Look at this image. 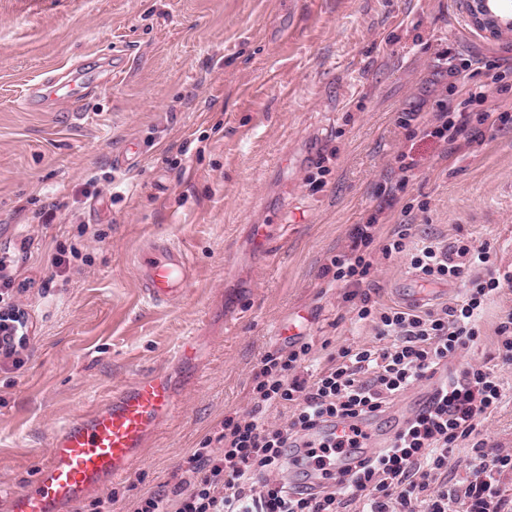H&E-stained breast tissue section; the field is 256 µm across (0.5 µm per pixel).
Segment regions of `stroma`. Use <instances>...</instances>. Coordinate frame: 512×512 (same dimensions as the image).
Here are the masks:
<instances>
[{
	"instance_id": "35a3bbf8",
	"label": "stroma",
	"mask_w": 512,
	"mask_h": 512,
	"mask_svg": "<svg viewBox=\"0 0 512 512\" xmlns=\"http://www.w3.org/2000/svg\"><path fill=\"white\" fill-rule=\"evenodd\" d=\"M472 55L473 82L496 63L512 87V39L478 32L459 0H0V276L28 284L0 301L29 326L26 348L0 358V492L34 481L68 420L160 370L174 407L148 452L73 510L109 497L131 512L249 409L252 374L286 331L333 352L376 344L321 273L383 205L400 152L416 166L377 226L373 300L398 306L423 285L409 256L381 252L398 224L414 244L490 241L512 267V128L450 153L402 123L456 104L448 66ZM77 64L84 119L59 97L19 109ZM147 240L191 265L165 304L141 288ZM509 310L512 290L488 296L479 338L448 362L492 368L505 394L454 447L457 480L474 445L512 450V364L494 338Z\"/></svg>"
}]
</instances>
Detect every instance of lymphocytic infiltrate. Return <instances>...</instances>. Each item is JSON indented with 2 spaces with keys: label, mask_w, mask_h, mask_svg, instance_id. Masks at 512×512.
<instances>
[{
  "label": "lymphocytic infiltrate",
  "mask_w": 512,
  "mask_h": 512,
  "mask_svg": "<svg viewBox=\"0 0 512 512\" xmlns=\"http://www.w3.org/2000/svg\"><path fill=\"white\" fill-rule=\"evenodd\" d=\"M466 65L452 66L464 110L434 116L410 113L415 131L438 139L451 150L472 147L486 132L512 125V113L487 104L505 93L499 72L470 83ZM483 107L467 113L468 105ZM379 214L356 225L347 249L323 269L327 287L341 289L355 321L374 326L384 347L346 348L322 354L315 343L294 344L265 355L252 377L251 406L225 417L218 447L193 449L179 481L139 499L133 512H344L352 503L361 512H448L450 503L465 512H512L500 476L512 470V453L477 444L466 463L464 484L448 485V463L458 440L470 437L479 419L496 410L503 391L493 371L466 365L445 378L441 366L480 334L478 317L485 298L512 288V272L500 270L497 251L487 242L459 238L447 245L428 243L409 250L410 225H398L382 247L384 256L411 252V264L424 281L454 279L460 300L416 311L372 301L367 277L370 247ZM439 383L416 417L390 447L359 459L339 490L309 492L290 486L284 476L288 456L327 423L344 422L343 435L314 443L309 456L318 467L346 448L362 445L361 422L385 412L391 401L422 380ZM287 414L285 424L269 421L271 412Z\"/></svg>",
  "instance_id": "f902f5d3"
}]
</instances>
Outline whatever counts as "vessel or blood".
I'll return each instance as SVG.
<instances>
[{"instance_id": "vessel-or-blood-1", "label": "vessel or blood", "mask_w": 512, "mask_h": 512, "mask_svg": "<svg viewBox=\"0 0 512 512\" xmlns=\"http://www.w3.org/2000/svg\"><path fill=\"white\" fill-rule=\"evenodd\" d=\"M137 263L141 286L156 303L178 293L190 275L184 254L165 243H148L138 251ZM172 405L163 377L144 375L102 406L69 420L37 480L11 494L9 512H72L87 495L127 474Z\"/></svg>"}]
</instances>
